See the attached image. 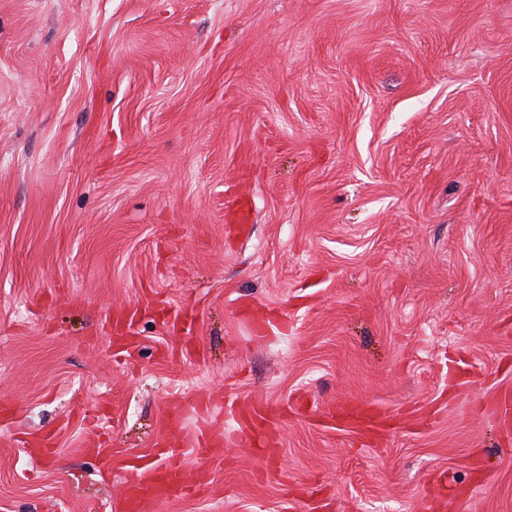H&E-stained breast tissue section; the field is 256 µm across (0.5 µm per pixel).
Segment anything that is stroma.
I'll use <instances>...</instances> for the list:
<instances>
[{
	"label": "stroma",
	"instance_id": "35a3bbf8",
	"mask_svg": "<svg viewBox=\"0 0 512 512\" xmlns=\"http://www.w3.org/2000/svg\"><path fill=\"white\" fill-rule=\"evenodd\" d=\"M201 393L152 512H512V0H0V512ZM270 419V412L268 409L258 406L253 408L251 416L247 419L234 433L240 444H251L252 433L256 426H261Z\"/></svg>",
	"mask_w": 512,
	"mask_h": 512
}]
</instances>
